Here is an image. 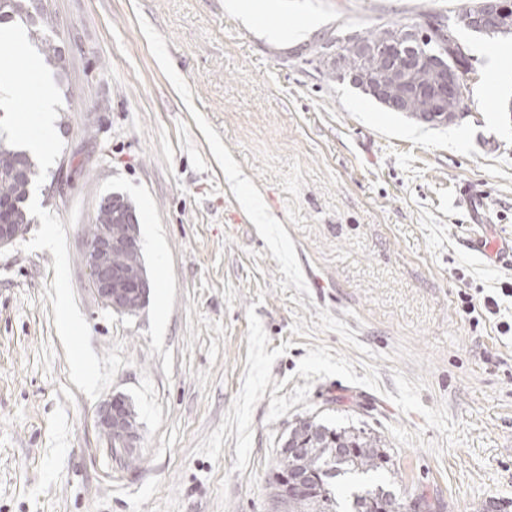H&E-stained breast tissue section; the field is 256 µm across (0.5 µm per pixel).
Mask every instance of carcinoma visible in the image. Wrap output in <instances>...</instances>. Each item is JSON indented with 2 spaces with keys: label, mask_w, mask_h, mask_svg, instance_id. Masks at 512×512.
<instances>
[{
  "label": "carcinoma",
  "mask_w": 512,
  "mask_h": 512,
  "mask_svg": "<svg viewBox=\"0 0 512 512\" xmlns=\"http://www.w3.org/2000/svg\"><path fill=\"white\" fill-rule=\"evenodd\" d=\"M31 0H0L2 24L24 26L28 39L45 61L54 66L57 73L65 71L64 59L54 39L46 35L53 31L54 22L44 17L29 21ZM408 22L392 23L374 28L362 35L348 39H336V49L341 51L353 43L374 46L394 42ZM422 61L414 73V80L425 85L432 80L434 60L448 59L441 52L437 41L423 45ZM24 169L31 178L38 176L34 156L25 149L0 143V204L7 207L6 217L12 224H30L29 199L32 183L17 177L16 171ZM288 445L304 449L301 455L281 454L271 482L272 497L286 512H405L387 485L367 482L363 477L383 470L389 458L380 448V440L359 428H333L313 419L305 418L295 423L288 433ZM296 467L309 474L308 490L300 497L288 501L282 499L280 477Z\"/></svg>",
  "instance_id": "carcinoma-1"
}]
</instances>
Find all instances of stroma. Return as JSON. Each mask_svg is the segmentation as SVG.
<instances>
[{
	"instance_id": "stroma-1",
	"label": "stroma",
	"mask_w": 512,
	"mask_h": 512,
	"mask_svg": "<svg viewBox=\"0 0 512 512\" xmlns=\"http://www.w3.org/2000/svg\"><path fill=\"white\" fill-rule=\"evenodd\" d=\"M224 3L47 0L67 68L46 69L33 222L0 251V512H277L272 472L308 417L376 436L379 479L418 512H512V266L485 253L512 239V57L488 67L512 36L457 30L467 114L431 126L317 51L452 25L471 0H275V38ZM113 192L151 284L133 315L98 303L82 262ZM117 393L130 465L97 424ZM37 111L39 114L38 124L41 132H45L52 120V114L55 112V100L51 89L45 84H37Z\"/></svg>"
}]
</instances>
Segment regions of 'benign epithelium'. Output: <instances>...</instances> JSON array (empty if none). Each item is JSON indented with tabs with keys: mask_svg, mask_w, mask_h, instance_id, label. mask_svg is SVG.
Masks as SVG:
<instances>
[{
	"mask_svg": "<svg viewBox=\"0 0 512 512\" xmlns=\"http://www.w3.org/2000/svg\"><path fill=\"white\" fill-rule=\"evenodd\" d=\"M473 24L484 34L493 37L512 27V7L505 0H478L472 7ZM437 80L428 90L433 111H443L449 96L462 91L456 61L435 65ZM27 230L20 224L0 222V250L15 243ZM138 249L135 239L112 235V225L104 224L95 237H85L82 260L88 271L89 287L98 302L117 313H125L147 298L150 291L148 278L127 268L113 264L116 253ZM127 398L116 394L109 398L100 412L99 428L109 437L110 443L120 448H137L141 439L138 430L128 423Z\"/></svg>",
	"mask_w": 512,
	"mask_h": 512,
	"instance_id": "1",
	"label": "benign epithelium"
}]
</instances>
